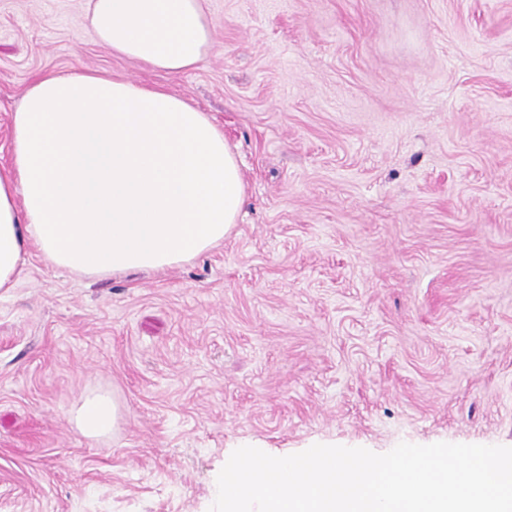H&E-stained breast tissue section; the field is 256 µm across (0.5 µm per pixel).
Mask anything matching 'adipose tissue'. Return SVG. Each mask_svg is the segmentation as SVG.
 <instances>
[{
	"instance_id": "1",
	"label": "adipose tissue",
	"mask_w": 512,
	"mask_h": 512,
	"mask_svg": "<svg viewBox=\"0 0 512 512\" xmlns=\"http://www.w3.org/2000/svg\"><path fill=\"white\" fill-rule=\"evenodd\" d=\"M115 55L179 74L212 47L201 0H89ZM13 163L0 172V288L28 246L91 277L163 272L224 241L246 184L210 116L162 88L95 72L37 76L13 114ZM119 417L114 396H81L71 419L91 440Z\"/></svg>"
}]
</instances>
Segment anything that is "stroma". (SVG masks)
I'll list each match as a JSON object with an SVG mask.
<instances>
[{"label": "stroma", "mask_w": 512, "mask_h": 512, "mask_svg": "<svg viewBox=\"0 0 512 512\" xmlns=\"http://www.w3.org/2000/svg\"><path fill=\"white\" fill-rule=\"evenodd\" d=\"M177 75L87 0H0V170L40 74L207 112L247 200L222 246L95 279L29 248L0 291V512H209L239 447H512V0H203ZM121 416L92 442L78 399ZM118 417V403L114 396L107 392H90L82 395L71 413V419L77 429L90 440L109 436Z\"/></svg>", "instance_id": "obj_1"}]
</instances>
